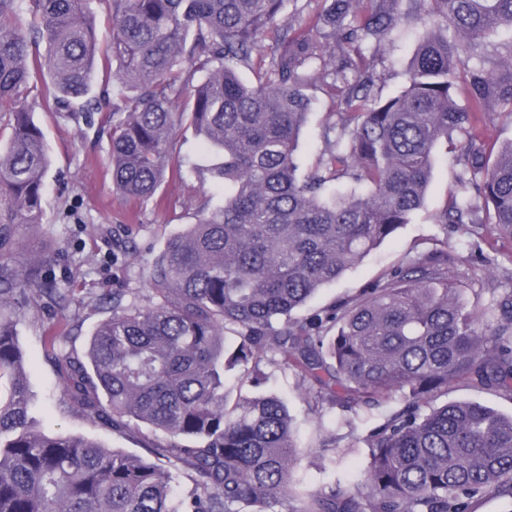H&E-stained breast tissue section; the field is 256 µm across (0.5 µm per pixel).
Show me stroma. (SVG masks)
Wrapping results in <instances>:
<instances>
[{
	"mask_svg": "<svg viewBox=\"0 0 512 512\" xmlns=\"http://www.w3.org/2000/svg\"><path fill=\"white\" fill-rule=\"evenodd\" d=\"M421 32L418 25H403L382 43L377 67V89L382 95L401 91ZM312 94L315 104L298 148L305 175L314 171L324 149V127L336 120L330 98L317 88ZM36 118L44 129L52 164L45 179L43 222L38 228L22 229L21 234L28 252L50 256L48 273L70 288L64 306L31 307L17 324L36 405L50 432L85 436L143 457L146 443L154 438L148 428L120 432L111 422L70 410L63 394L64 377L52 358L45 332L53 325H70L72 347L84 352L97 325L112 312L106 297L121 290L147 302L151 295L148 267L166 239L184 231L200 212L211 210L224 190L188 175L164 182L149 200L122 197L112 191L105 130L75 125L41 108ZM457 143V150H437L426 204L414 214L411 224L335 283L322 288L297 311V318L358 293L385 272L419 255L444 250L452 260V275L463 282L466 298L479 310L483 330L497 328L500 317L493 309L494 301L501 293L512 291V240L498 237L486 224L441 223L448 193L465 171L461 152L465 137H458ZM262 369L264 375L257 383L246 378L241 368L233 376L240 380L243 391L274 393L286 401L302 450L293 471V491L301 494L338 479L361 481L368 456L365 439L381 423V412L357 417L328 403L320 411H312L308 387L292 369L277 362L263 363ZM333 433L341 437L342 449L323 451V441Z\"/></svg>",
	"mask_w": 512,
	"mask_h": 512,
	"instance_id": "obj_1",
	"label": "stroma"
}]
</instances>
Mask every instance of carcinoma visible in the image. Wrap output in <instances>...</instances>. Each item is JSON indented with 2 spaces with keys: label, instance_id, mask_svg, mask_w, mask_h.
<instances>
[{
  "label": "carcinoma",
  "instance_id": "cac0c4a2",
  "mask_svg": "<svg viewBox=\"0 0 512 512\" xmlns=\"http://www.w3.org/2000/svg\"><path fill=\"white\" fill-rule=\"evenodd\" d=\"M312 1L315 31L281 19L285 0H103V43L93 0H0V512H470L512 497V414L437 403L460 380L512 394V292L486 334L448 253L435 251L292 317L410 223L438 145L458 135L473 176L449 191L441 218L512 238V141L492 155L477 134L489 106L512 116V38L490 40L512 29V0ZM408 22L423 30L406 84L383 98L379 46ZM267 40L269 57L254 58ZM98 61L104 87L123 90L114 102L92 95ZM38 79L52 87L44 107L70 121L107 111L113 192L145 201L185 172L224 187L223 204L151 262L147 303L112 295L85 357L56 351L71 406L161 434L148 451L168 467L47 433L35 411L16 320L36 295L65 298L43 276L48 258L31 259L17 235L43 223L50 156L28 101ZM316 84L339 113L305 177L298 142ZM186 123L221 162L181 158ZM267 358L313 384V411L399 401L366 438L364 483L290 492L299 450L286 403L252 394L230 406L225 391L241 366L259 381ZM177 472L191 482L180 496Z\"/></svg>",
  "mask_w": 512,
  "mask_h": 512
}]
</instances>
